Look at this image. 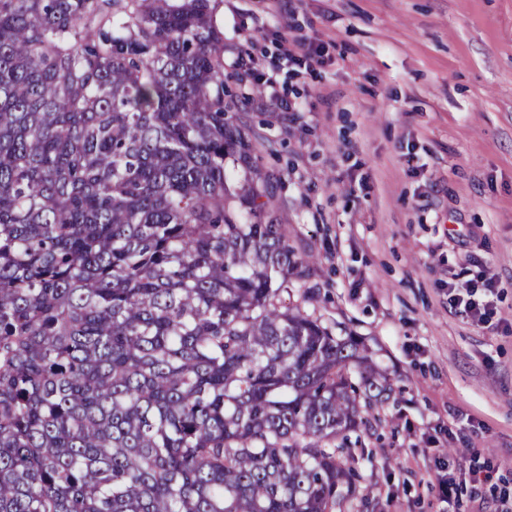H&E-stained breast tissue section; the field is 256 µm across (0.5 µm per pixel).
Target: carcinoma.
Listing matches in <instances>:
<instances>
[{
  "mask_svg": "<svg viewBox=\"0 0 512 512\" xmlns=\"http://www.w3.org/2000/svg\"><path fill=\"white\" fill-rule=\"evenodd\" d=\"M212 2L0 0V512L369 503L395 389L289 301Z\"/></svg>",
  "mask_w": 512,
  "mask_h": 512,
  "instance_id": "cac0c4a2",
  "label": "carcinoma"
}]
</instances>
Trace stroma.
<instances>
[{
    "label": "stroma",
    "mask_w": 512,
    "mask_h": 512,
    "mask_svg": "<svg viewBox=\"0 0 512 512\" xmlns=\"http://www.w3.org/2000/svg\"><path fill=\"white\" fill-rule=\"evenodd\" d=\"M224 103L314 263L305 310L365 338L395 384L355 466L376 512L512 500V0H216ZM318 47L297 72L278 32ZM274 76V89L264 87ZM294 112H275L270 93ZM484 273L497 314L461 316L448 286Z\"/></svg>",
    "instance_id": "stroma-1"
}]
</instances>
